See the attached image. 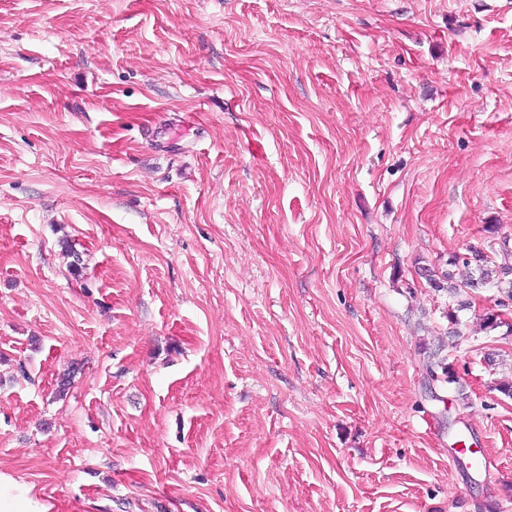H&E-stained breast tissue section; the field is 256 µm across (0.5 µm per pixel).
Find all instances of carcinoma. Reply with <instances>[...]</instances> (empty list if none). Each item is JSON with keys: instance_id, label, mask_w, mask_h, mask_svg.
<instances>
[{"instance_id": "carcinoma-1", "label": "carcinoma", "mask_w": 512, "mask_h": 512, "mask_svg": "<svg viewBox=\"0 0 512 512\" xmlns=\"http://www.w3.org/2000/svg\"><path fill=\"white\" fill-rule=\"evenodd\" d=\"M469 253L468 259L459 255L448 259L450 270L440 275L435 271H428L427 277L430 284L438 290H447L452 296L465 289L475 291L479 288H494L512 301V251L502 248V261L499 263L484 257L477 249H471ZM459 267L467 270V275L458 285L454 282V270ZM428 371L430 379L434 382L443 381L463 387L461 377L452 364L444 359L429 365Z\"/></svg>"}]
</instances>
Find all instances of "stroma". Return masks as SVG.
Returning a JSON list of instances; mask_svg holds the SVG:
<instances>
[{
    "label": "stroma",
    "mask_w": 512,
    "mask_h": 512,
    "mask_svg": "<svg viewBox=\"0 0 512 512\" xmlns=\"http://www.w3.org/2000/svg\"><path fill=\"white\" fill-rule=\"evenodd\" d=\"M504 243L512 0H0V474L47 512H512L499 294L424 274Z\"/></svg>",
    "instance_id": "obj_1"
}]
</instances>
